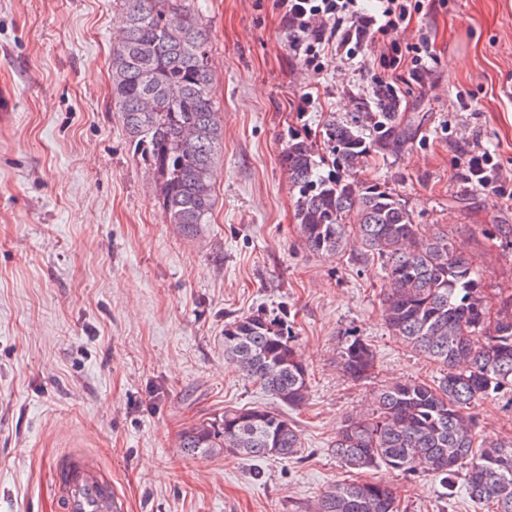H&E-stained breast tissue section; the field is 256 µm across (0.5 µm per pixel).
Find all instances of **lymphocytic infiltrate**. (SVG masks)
Returning <instances> with one entry per match:
<instances>
[{
	"mask_svg": "<svg viewBox=\"0 0 512 512\" xmlns=\"http://www.w3.org/2000/svg\"><path fill=\"white\" fill-rule=\"evenodd\" d=\"M373 13H366L361 0H274V7L286 24L289 45L296 56L314 71H321L328 52L353 62L365 49L394 76L408 74L417 80L428 60L434 59V44L427 33L398 48L385 43L388 29L409 22L416 6L412 0H377Z\"/></svg>",
	"mask_w": 512,
	"mask_h": 512,
	"instance_id": "f902f5d3",
	"label": "lymphocytic infiltrate"
}]
</instances>
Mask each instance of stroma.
Returning <instances> with one entry per match:
<instances>
[{
  "label": "stroma",
  "mask_w": 512,
  "mask_h": 512,
  "mask_svg": "<svg viewBox=\"0 0 512 512\" xmlns=\"http://www.w3.org/2000/svg\"><path fill=\"white\" fill-rule=\"evenodd\" d=\"M385 42L419 30L437 59L421 80L383 76L336 54L314 72L288 45L272 0H194L212 45V94L224 150L210 223H163L112 94L120 0H0V512H56L54 463L96 458L126 512H310L337 481L392 486L400 512H492L464 473L452 488L425 474L341 467L331 448L377 385L438 378L439 368L385 326L382 270L360 248L306 250L281 162L289 135L313 137L387 85L412 139L367 174L422 231H447L473 256L490 302L512 296V200L467 183L463 156L487 149L512 189V0H420ZM313 99L297 111L302 95ZM285 319L309 372L288 411L299 457L183 453V429L225 410L274 406L224 358L225 323ZM376 355L375 379L337 369L353 338ZM486 440L512 435V387L476 405Z\"/></svg>",
  "instance_id": "obj_1"
}]
</instances>
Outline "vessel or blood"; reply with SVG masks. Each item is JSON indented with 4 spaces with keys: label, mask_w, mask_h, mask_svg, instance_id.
<instances>
[{
    "label": "vessel or blood",
    "mask_w": 512,
    "mask_h": 512,
    "mask_svg": "<svg viewBox=\"0 0 512 512\" xmlns=\"http://www.w3.org/2000/svg\"><path fill=\"white\" fill-rule=\"evenodd\" d=\"M54 487L63 512H123L124 505L98 462L83 453L75 451L58 460Z\"/></svg>",
    "instance_id": "1"
}]
</instances>
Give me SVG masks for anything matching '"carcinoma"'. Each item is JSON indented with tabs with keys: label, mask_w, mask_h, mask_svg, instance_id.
I'll list each match as a JSON object with an SVG mask.
<instances>
[{
	"label": "carcinoma",
	"mask_w": 512,
	"mask_h": 512,
	"mask_svg": "<svg viewBox=\"0 0 512 512\" xmlns=\"http://www.w3.org/2000/svg\"><path fill=\"white\" fill-rule=\"evenodd\" d=\"M124 26L112 49V99L136 154L152 172L166 224L190 234L209 223L213 171L223 129L211 96V46L188 0H122ZM399 100L380 88L343 119L327 118L324 153L305 137L288 136L282 163L297 189L296 219L305 246L334 255L356 243L380 262L383 318L401 343L442 368L438 383L381 386L372 413L350 415L332 452L349 469L385 465L445 481L467 466L470 497L512 512V439L477 444L476 402L512 385V298L502 299L489 326L486 288L472 257L438 231L423 234L395 194L359 171L382 147L411 131L398 122ZM224 357L273 399L305 404L309 374L288 324L263 314L224 325ZM343 375L372 377L369 344L343 347ZM188 455L297 457L293 422L262 406L227 410L220 419L186 428ZM312 512H399L394 490L377 482L330 485Z\"/></svg>",
	"instance_id": "cac0c4a2"
}]
</instances>
